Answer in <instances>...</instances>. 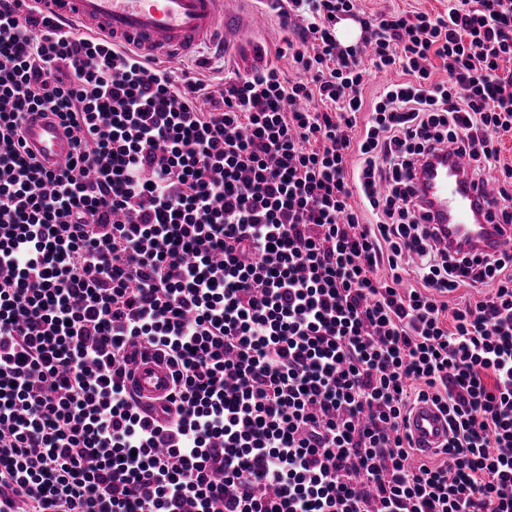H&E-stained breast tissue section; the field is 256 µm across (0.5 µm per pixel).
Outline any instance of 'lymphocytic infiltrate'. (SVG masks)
I'll list each match as a JSON object with an SVG mask.
<instances>
[{"instance_id":"lymphocytic-infiltrate-1","label":"lymphocytic infiltrate","mask_w":512,"mask_h":512,"mask_svg":"<svg viewBox=\"0 0 512 512\" xmlns=\"http://www.w3.org/2000/svg\"><path fill=\"white\" fill-rule=\"evenodd\" d=\"M275 10L295 79L216 96L0 0V512H512V256L449 255L412 192L456 143L512 224V0ZM30 112L66 169L24 151ZM136 346L172 368L153 414ZM420 402L448 419L438 464L405 428ZM449 0H361V9L377 14L390 11H425L432 15L444 14L448 5L454 2ZM403 76H401L400 73L396 71H391L386 74H377L375 78L372 79V81L367 85V87L364 90V99H365V109L364 113L361 115V120H364L367 118L370 110L372 102L375 100V98L379 95L380 91L383 89L384 85L387 82L390 81H400L402 80ZM22 135L27 151L48 170L58 171L73 159L70 139L56 120L40 112L27 115Z\"/></svg>"}]
</instances>
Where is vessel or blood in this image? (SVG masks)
Returning <instances> with one entry per match:
<instances>
[{
  "mask_svg": "<svg viewBox=\"0 0 512 512\" xmlns=\"http://www.w3.org/2000/svg\"><path fill=\"white\" fill-rule=\"evenodd\" d=\"M63 20L84 32L104 36L145 57L178 58L198 46L222 42L231 46L245 31L266 26L267 15L246 8V0H39ZM26 149L42 166L59 170L74 156L70 139L58 122L41 113L27 115L23 124ZM446 166L434 168L427 192L435 203L431 223L440 237L469 241L477 254L512 253V225L479 221L478 215L494 197L493 178L470 181L466 159L453 148L443 152ZM131 389L144 403L164 397L172 388L171 372L154 358H139L131 366ZM407 430L421 454L441 451L448 440L446 418L429 403L414 405L407 416Z\"/></svg>",
  "mask_w": 512,
  "mask_h": 512,
  "instance_id": "vessel-or-blood-1",
  "label": "vessel or blood"
}]
</instances>
